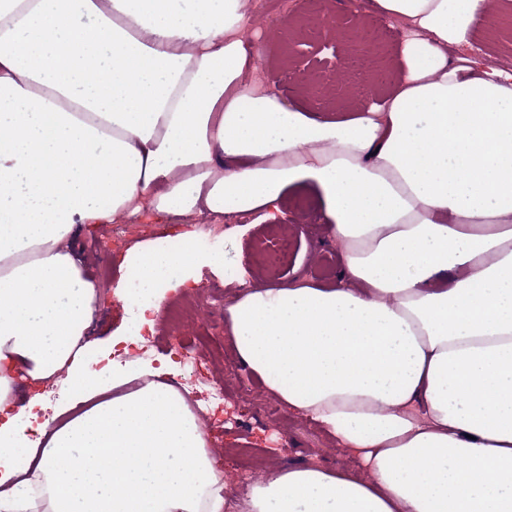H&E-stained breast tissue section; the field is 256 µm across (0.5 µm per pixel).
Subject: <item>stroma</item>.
I'll return each mask as SVG.
<instances>
[{
  "label": "stroma",
  "mask_w": 512,
  "mask_h": 512,
  "mask_svg": "<svg viewBox=\"0 0 512 512\" xmlns=\"http://www.w3.org/2000/svg\"><path fill=\"white\" fill-rule=\"evenodd\" d=\"M249 8L265 46L253 77L268 83L285 99L324 112H350L386 94V87L376 83H358L352 62L359 51L353 39L340 38L333 47L323 46L315 12L297 13L291 0H249ZM473 46L475 55L488 65L512 67V0H491L490 9L475 23ZM282 209L280 222L291 227L293 239L272 284L301 277L336 283L343 250L327 240L316 197L307 191L290 194ZM245 221V216L237 215L216 224L204 219L200 225L211 242L223 247L226 264L252 270L256 267L252 244L266 226L260 223L247 234L236 235L235 226ZM72 246L85 257L89 275L105 295L94 331L97 337H108L132 317L131 311L110 295L122 274L121 261L112 258V228L107 225L81 232ZM236 291V286L224 285L209 275L190 295L196 303L194 322L205 325L213 348L223 353L219 362L203 358L202 370L224 391V429L220 435L209 436L208 446L222 451L225 481L241 498L252 482L277 466H350L359 476H366V469L345 454L335 439L285 410L242 363L224 328V306ZM243 448L262 457L260 469L246 468L239 454Z\"/></svg>",
  "instance_id": "obj_1"
}]
</instances>
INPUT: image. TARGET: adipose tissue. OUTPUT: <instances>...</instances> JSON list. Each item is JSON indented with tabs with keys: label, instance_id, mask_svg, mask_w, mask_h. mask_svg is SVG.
<instances>
[{
	"label": "adipose tissue",
	"instance_id": "1",
	"mask_svg": "<svg viewBox=\"0 0 512 512\" xmlns=\"http://www.w3.org/2000/svg\"><path fill=\"white\" fill-rule=\"evenodd\" d=\"M373 5L413 33L345 116L250 82L248 0H0V512H225L170 364L108 361L206 270L239 289V358L368 472L284 466L239 512H512V69L471 53L487 0ZM303 189L346 248L333 286L255 284L191 222ZM146 207L184 229L127 252L107 342L71 240Z\"/></svg>",
	"mask_w": 512,
	"mask_h": 512
}]
</instances>
